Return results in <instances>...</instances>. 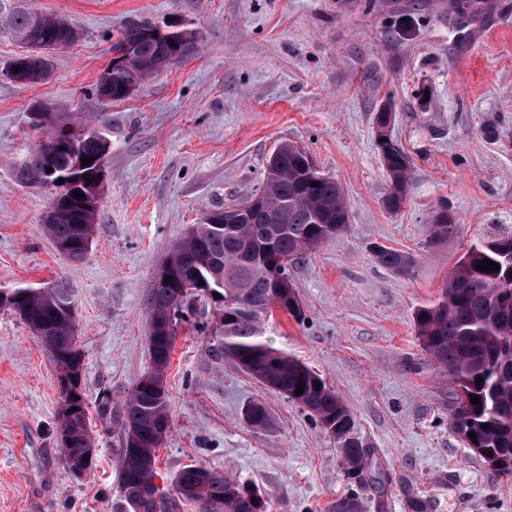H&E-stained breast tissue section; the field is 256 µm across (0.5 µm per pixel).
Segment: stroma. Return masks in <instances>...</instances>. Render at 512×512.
<instances>
[{"label":"stroma","mask_w":512,"mask_h":512,"mask_svg":"<svg viewBox=\"0 0 512 512\" xmlns=\"http://www.w3.org/2000/svg\"><path fill=\"white\" fill-rule=\"evenodd\" d=\"M15 5L0 0V291L68 282L97 460L80 478L65 469L49 356L0 308V512H127L122 435L99 399L121 405L150 368L148 288L172 244L254 194L286 141L340 185L349 227L291 267L304 317L276 314L264 339L350 410L367 451L360 512H512V479L452 429L454 383L414 328L459 258L512 225V0H27L78 32L38 86L1 73L22 51L3 24ZM142 23L188 31L187 53L125 100H99L93 87L113 44ZM385 107L413 160L410 201L397 214L382 204ZM61 125L110 145L96 232L78 264L45 228L52 189L19 178ZM444 208L457 228L430 244ZM377 245L413 254V274L380 264ZM166 382L159 487L195 464L254 487L270 512H333L352 493L335 440L219 354L208 333L179 332ZM253 402L272 415L270 430L244 422Z\"/></svg>","instance_id":"1"}]
</instances>
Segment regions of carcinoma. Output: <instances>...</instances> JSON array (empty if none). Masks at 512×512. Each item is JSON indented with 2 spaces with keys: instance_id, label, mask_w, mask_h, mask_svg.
<instances>
[{
  "instance_id": "obj_1",
  "label": "carcinoma",
  "mask_w": 512,
  "mask_h": 512,
  "mask_svg": "<svg viewBox=\"0 0 512 512\" xmlns=\"http://www.w3.org/2000/svg\"><path fill=\"white\" fill-rule=\"evenodd\" d=\"M9 25L18 41L33 50L19 54L7 65L17 82L38 85L48 80L51 59L48 50L69 46L76 39L67 22L37 15L22 6L14 8ZM148 25H133L112 46L119 55L133 48L131 57L106 69L94 86L95 96L112 102L128 98L149 76L155 63L169 64L181 58L190 36L174 31L167 38L147 35ZM19 72H14L13 67ZM98 150L97 134L86 131H52L26 158L20 178L29 184L48 185V180L64 179L61 184L71 198L64 215L46 224L53 242L69 244L64 254L73 262L83 259L95 232L100 197L89 181L96 179L98 162L81 164L79 154L93 157ZM389 178L384 205L398 213L410 195L411 160L407 152L380 150ZM55 173H47L48 166ZM319 186L314 187L312 183ZM83 194L82 199L73 192ZM260 194L263 203L245 213L242 227L233 234L214 224H196L176 242L161 265L177 272L173 285L150 284V318L172 313L174 328L169 335L149 333V371L132 387L117 411L112 400L102 397L101 409L123 436L116 465L120 488L130 512H181L192 503L197 512H269V504L252 501L254 495L220 471L189 465L179 471L164 490L155 484L159 425L170 424V399L166 384L176 336L195 299L194 282L202 275L222 280L218 289L221 308L204 322L203 330L218 337V348L244 372L263 386L300 405L329 434L340 448L348 473L356 483L364 482L365 451L353 433V418L342 400L304 362L285 351L270 347L263 339V325L270 310L280 305L283 313L302 317L288 266L306 257L322 243L347 231L349 216L339 185L332 178L310 169L303 150L284 142L277 150L276 167L266 171ZM430 243L436 244L456 229L453 215L437 212L429 224ZM512 253V230H501L491 239L471 247L454 266L438 302L421 307L414 327L424 349L448 371L453 379L455 409L453 428L476 455L495 466L505 476L512 475V264L505 255ZM375 259L399 274L414 271L415 259L408 252L378 246ZM499 264L492 272L477 270L484 259ZM13 299L25 311L24 322L43 323L37 339L49 351L51 363L60 369L69 359L84 360L77 343L76 325L66 318L63 308L72 303L71 288L60 281L52 288L18 289ZM482 385H476L478 377ZM303 387V393L296 389ZM475 394L481 404L471 402ZM74 413L59 415L56 433L66 432L70 441L59 444L66 467L88 458L93 471L95 456L87 452L95 439L88 426L87 393L72 401ZM244 421L252 428L272 425L267 407L259 402L244 410ZM489 427H483V424ZM474 433L471 440L468 433ZM492 455H487V452Z\"/></svg>"
}]
</instances>
